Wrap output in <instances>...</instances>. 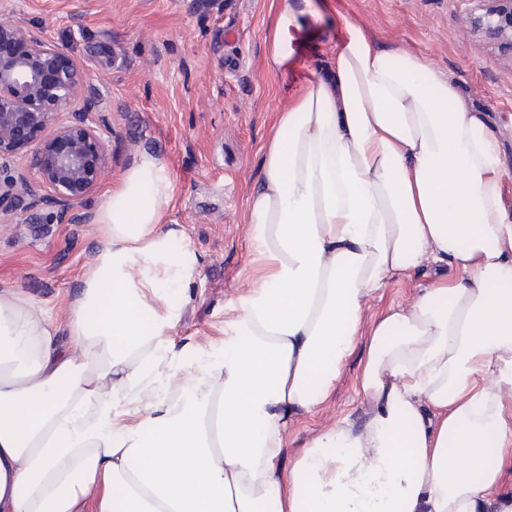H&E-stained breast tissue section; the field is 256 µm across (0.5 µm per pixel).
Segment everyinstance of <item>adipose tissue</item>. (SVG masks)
I'll return each instance as SVG.
<instances>
[{
    "label": "adipose tissue",
    "mask_w": 512,
    "mask_h": 512,
    "mask_svg": "<svg viewBox=\"0 0 512 512\" xmlns=\"http://www.w3.org/2000/svg\"><path fill=\"white\" fill-rule=\"evenodd\" d=\"M331 76L281 112L248 198L253 287L222 354L176 348L168 288L199 275L163 226L166 164L133 162L64 328L0 290V512H512V212L486 117L420 58L345 23ZM433 263L373 332L358 424L286 463L327 398L364 300Z\"/></svg>",
    "instance_id": "1"
}]
</instances>
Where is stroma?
Returning a JSON list of instances; mask_svg holds the SVG:
<instances>
[{"label":"stroma","mask_w":512,"mask_h":512,"mask_svg":"<svg viewBox=\"0 0 512 512\" xmlns=\"http://www.w3.org/2000/svg\"><path fill=\"white\" fill-rule=\"evenodd\" d=\"M491 0H0V15L41 24L96 75L88 98L111 126L107 184L146 156L163 159L174 194L164 219L199 259L200 275L182 293L169 291L179 319L177 343L210 352L224 345V306L250 287L243 275L251 253L246 201L262 177V158L278 116L299 98L294 80L325 75L345 23L372 46L419 57L486 113L508 176L503 201L512 210V47L471 19ZM292 17L283 26L284 17ZM246 65L224 70V30ZM287 35L288 52L273 42ZM98 239L91 222L68 224L23 216L0 226V289L13 288L48 308L64 326L67 304ZM426 265L394 276L360 310V334L326 401L297 415L288 431L296 459L320 432L341 420L362 421L368 403L360 377L372 334L393 309L409 307L423 288L447 277Z\"/></svg>","instance_id":"stroma-1"}]
</instances>
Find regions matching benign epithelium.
Returning <instances> with one entry per match:
<instances>
[{"label":"benign epithelium","mask_w":512,"mask_h":512,"mask_svg":"<svg viewBox=\"0 0 512 512\" xmlns=\"http://www.w3.org/2000/svg\"><path fill=\"white\" fill-rule=\"evenodd\" d=\"M475 26L512 46V0L475 20ZM93 80L43 28L0 18V223L17 215L78 223L85 201L110 169L112 129L84 93Z\"/></svg>","instance_id":"benign-epithelium-1"}]
</instances>
